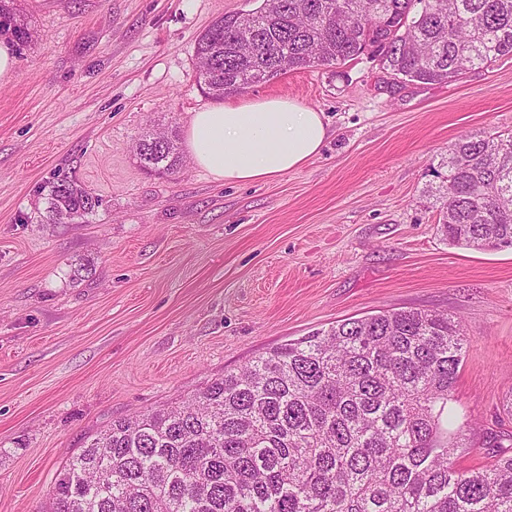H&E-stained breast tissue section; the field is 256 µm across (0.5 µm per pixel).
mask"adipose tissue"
<instances>
[{
  "instance_id": "1",
  "label": "adipose tissue",
  "mask_w": 512,
  "mask_h": 512,
  "mask_svg": "<svg viewBox=\"0 0 512 512\" xmlns=\"http://www.w3.org/2000/svg\"><path fill=\"white\" fill-rule=\"evenodd\" d=\"M326 137L321 112L276 97L195 112L187 147L195 164L214 178L249 184L301 167L319 154Z\"/></svg>"
}]
</instances>
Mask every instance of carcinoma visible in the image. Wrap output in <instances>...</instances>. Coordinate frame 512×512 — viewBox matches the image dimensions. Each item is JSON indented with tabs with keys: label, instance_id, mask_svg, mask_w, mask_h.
<instances>
[{
	"label": "carcinoma",
	"instance_id": "1",
	"mask_svg": "<svg viewBox=\"0 0 512 512\" xmlns=\"http://www.w3.org/2000/svg\"><path fill=\"white\" fill-rule=\"evenodd\" d=\"M29 33L0 0V34ZM386 44L383 69L441 84L512 55V0H261L196 40L217 99ZM143 168L174 173L175 136H142ZM438 231L453 246L512 249V135L448 146ZM43 221L70 224L101 199L50 182ZM468 343L462 321L387 310L338 321L224 373L175 406L112 421L60 470L50 512H512V455L477 470L454 425Z\"/></svg>",
	"mask_w": 512,
	"mask_h": 512
}]
</instances>
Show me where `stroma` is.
<instances>
[{
	"label": "stroma",
	"instance_id": "stroma-1",
	"mask_svg": "<svg viewBox=\"0 0 512 512\" xmlns=\"http://www.w3.org/2000/svg\"><path fill=\"white\" fill-rule=\"evenodd\" d=\"M259 0H15L32 34L0 81V512H45L64 463L112 420L188 399L272 348L383 310L461 318L464 469L512 454V250L448 244L429 196L451 142L512 134V56L441 85L367 51L230 96L324 114L316 157L251 185L183 158L144 170L146 133L214 105L195 40ZM72 177L102 204L41 222Z\"/></svg>",
	"mask_w": 512,
	"mask_h": 512
}]
</instances>
